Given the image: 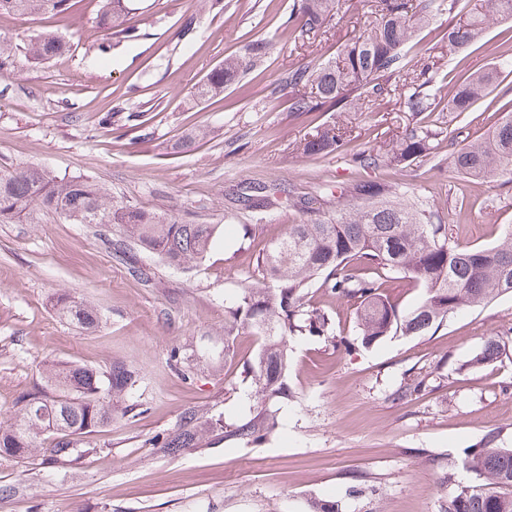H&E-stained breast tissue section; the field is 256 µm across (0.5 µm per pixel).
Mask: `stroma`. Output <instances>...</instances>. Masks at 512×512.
Instances as JSON below:
<instances>
[{"instance_id":"stroma-1","label":"stroma","mask_w":512,"mask_h":512,"mask_svg":"<svg viewBox=\"0 0 512 512\" xmlns=\"http://www.w3.org/2000/svg\"><path fill=\"white\" fill-rule=\"evenodd\" d=\"M336 29L305 47L284 23L293 0H134L141 36L108 46L90 0L64 15L0 18L16 56L27 35L54 30L69 52L0 76V167L36 164L58 176L85 175L115 200L187 224H214L216 241L192 271L157 254L108 248L87 224L47 213L35 224H0V422L39 379L48 359L138 374L133 391L113 399L112 421L90 444L97 454L24 467L0 459V512H446L448 499L475 476L465 449L512 448V294L465 307L419 336L361 343L349 303L316 291L307 306L329 313L335 336L296 334L288 342L287 398L267 400L271 432L257 441L211 438L170 457L161 447L185 412L223 415L241 424L257 410L244 365L259 339L228 338L224 319L246 286L262 275L265 245L302 219L289 200L319 188L334 195L357 179L407 186L457 225L461 244L494 245L512 225V177L493 181L449 174L435 159L402 168L363 170L353 152L395 140L406 119L399 100L365 111H290L291 91L271 98L277 79L337 42L364 31L366 0ZM423 29L413 54L430 52L459 78L497 69L486 97L466 113L436 112L444 133L485 134L501 115L490 106L512 96V20L483 40L449 51L439 31ZM253 39L269 41L264 65L222 96L190 99L192 88L225 56ZM141 113L137 128L106 123L115 103ZM343 124L346 149L317 159L294 144L316 125ZM278 188L266 212L233 204L250 184ZM68 293L94 306L102 321L85 331L59 319L51 300ZM497 359L473 365L490 339ZM419 384L405 394L410 384Z\"/></svg>"}]
</instances>
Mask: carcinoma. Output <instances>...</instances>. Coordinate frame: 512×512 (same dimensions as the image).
Here are the masks:
<instances>
[{
  "label": "carcinoma",
  "mask_w": 512,
  "mask_h": 512,
  "mask_svg": "<svg viewBox=\"0 0 512 512\" xmlns=\"http://www.w3.org/2000/svg\"><path fill=\"white\" fill-rule=\"evenodd\" d=\"M346 0H294L288 31L303 42L333 28ZM96 24L107 35L134 40L139 36L130 0H95ZM72 0H0V17L63 14ZM448 12L443 38L448 49H465L481 40L491 21L512 19V0H372L375 23L369 32L341 42L336 57L310 59L288 72L283 88H303L293 97L291 110L347 112L373 105L400 91L408 124L390 152L363 150L353 155L361 169L380 164L410 166L423 161L439 146L440 131L429 124L434 112H467L485 97L497 80L491 69L459 79L442 99L439 66L412 61L409 43L416 32ZM69 41L52 31L27 36L26 61L46 63L64 54ZM270 45L263 39L246 43L224 58L194 88L193 96L206 100L224 93L235 82L266 61ZM17 68L12 38H0V74ZM395 74L406 76L402 89L389 84ZM499 110L506 113L487 135L473 140L448 138V172L487 179L512 176V99ZM138 112L112 106L107 119L119 126H136ZM347 144L343 128L322 124L295 144L297 154L319 158ZM344 202L336 214L321 215L323 195L306 193L294 201L305 215L288 225L262 253V281L244 288L224 319V339L241 329L261 340L244 372L260 403L285 393L288 337L306 331L324 336L331 331L329 315L305 308L312 288L356 305L361 343L370 345L400 331L419 335L439 326L454 311L488 303L512 293V225L492 247L476 248L458 242L454 224H444L423 201L392 185L360 180L343 189ZM53 212L72 224H116L134 244L154 252L173 266L190 269L203 262L216 234L214 224H183L177 219L112 199L102 184L82 177L60 178L30 165L0 170V224H35L40 214ZM408 278L423 288L421 301L402 310L388 295L384 282ZM58 314L82 329L100 323L97 309L76 302L65 293L56 299ZM137 375L123 365L101 372L73 362H50L40 372V388L27 393L14 417L0 424V457L16 463L81 457L97 451L81 441L112 419V396L134 389ZM274 422L258 413L231 429L219 416L188 411L179 428L162 441L167 455L176 457L206 436L257 439ZM465 467L477 482L448 500V512H512V448H468Z\"/></svg>",
  "instance_id": "1"
}]
</instances>
